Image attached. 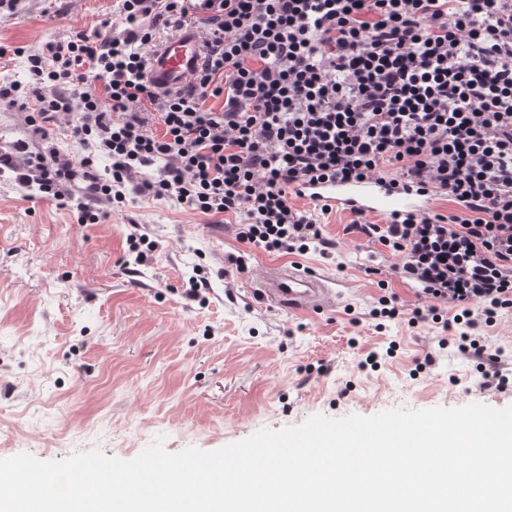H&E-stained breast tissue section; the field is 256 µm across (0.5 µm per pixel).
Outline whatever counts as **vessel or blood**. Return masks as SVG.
Instances as JSON below:
<instances>
[{"instance_id": "obj_1", "label": "vessel or blood", "mask_w": 512, "mask_h": 512, "mask_svg": "<svg viewBox=\"0 0 512 512\" xmlns=\"http://www.w3.org/2000/svg\"><path fill=\"white\" fill-rule=\"evenodd\" d=\"M203 55L199 32L193 28L182 30L154 51L149 60V78L163 90L180 88L198 70ZM299 192L309 201L385 217L419 213L431 206L428 197L413 191H391L386 182L379 179L307 181ZM255 293L266 307L291 312L321 313L334 308L337 298L331 278L300 264L269 268Z\"/></svg>"}]
</instances>
